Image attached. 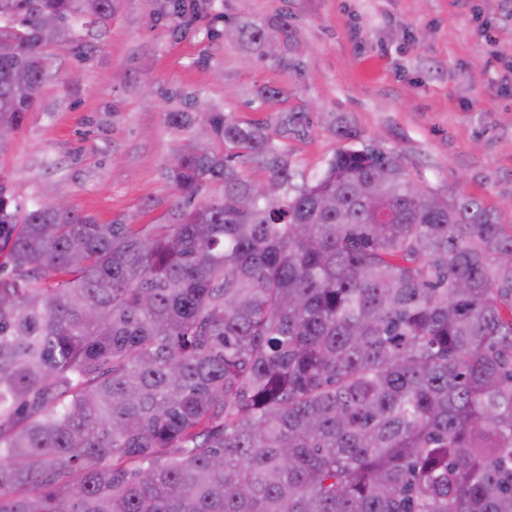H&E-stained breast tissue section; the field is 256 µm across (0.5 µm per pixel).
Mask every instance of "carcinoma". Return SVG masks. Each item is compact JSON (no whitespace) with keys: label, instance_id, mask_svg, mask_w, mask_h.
<instances>
[{"label":"carcinoma","instance_id":"carcinoma-1","mask_svg":"<svg viewBox=\"0 0 512 512\" xmlns=\"http://www.w3.org/2000/svg\"><path fill=\"white\" fill-rule=\"evenodd\" d=\"M113 10L0 0V127ZM198 112L147 230L0 179V512H512V232L367 145L295 191L267 123Z\"/></svg>","mask_w":512,"mask_h":512}]
</instances>
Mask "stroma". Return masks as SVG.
<instances>
[{"mask_svg":"<svg viewBox=\"0 0 512 512\" xmlns=\"http://www.w3.org/2000/svg\"><path fill=\"white\" fill-rule=\"evenodd\" d=\"M168 4L116 0L107 22L77 24L47 48L37 103L0 153L17 202L63 195L100 224L159 223L176 201L167 169L193 135L168 115L201 100L273 126L309 111V127L276 138L295 186L340 147L330 130L340 117L358 145L400 154L440 200L477 198L512 225V88L497 78L512 64L504 0H207L184 26ZM242 22L287 23L288 38L267 57L211 36Z\"/></svg>","mask_w":512,"mask_h":512,"instance_id":"35a3bbf8","label":"stroma"}]
</instances>
